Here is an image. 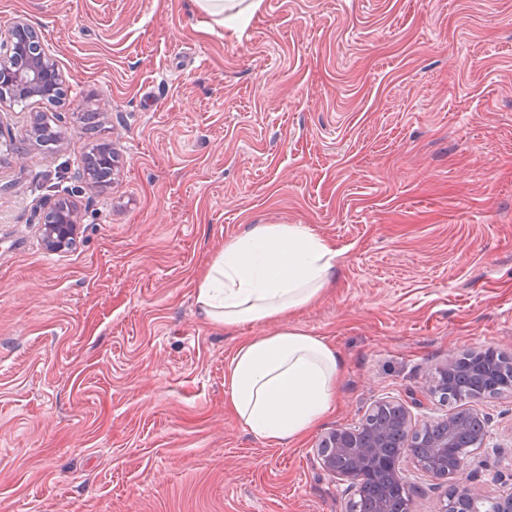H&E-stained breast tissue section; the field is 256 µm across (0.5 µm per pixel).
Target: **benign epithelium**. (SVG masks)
Here are the masks:
<instances>
[{
  "label": "benign epithelium",
  "mask_w": 512,
  "mask_h": 512,
  "mask_svg": "<svg viewBox=\"0 0 512 512\" xmlns=\"http://www.w3.org/2000/svg\"><path fill=\"white\" fill-rule=\"evenodd\" d=\"M29 24L18 20L13 26L12 35L8 40L0 42V102L5 96L18 91L29 97H39L56 90L64 91L65 78L55 60L41 48L30 49L28 41ZM44 242L51 251H62L74 238L78 224L74 209L56 201L44 212ZM379 405L386 407L395 416V421L404 432L406 441L401 446L400 456H414L415 435L422 429L412 427L407 407L393 400H383ZM457 412L438 420L447 425L445 439L435 444V459L423 471L437 480L449 483L450 498L468 497L471 499L486 498L484 489L464 477L466 462L470 453L451 452L453 437V420ZM359 428L340 427L325 436L317 448V456L322 468L330 472L336 480L347 484V488L356 491L361 477L374 468L390 466L398 469V463L385 459L380 448L383 447L386 434L375 432L368 443L358 440Z\"/></svg>",
  "instance_id": "benign-epithelium-1"
}]
</instances>
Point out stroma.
<instances>
[{
	"label": "stroma",
	"instance_id": "stroma-1",
	"mask_svg": "<svg viewBox=\"0 0 512 512\" xmlns=\"http://www.w3.org/2000/svg\"><path fill=\"white\" fill-rule=\"evenodd\" d=\"M41 34L68 91L0 107V512H346L321 438L377 401L446 416L437 367L512 356V0H261L245 31L195 0H0ZM111 143L91 186L86 138ZM67 185L79 233L46 248ZM251 224H306L336 283L288 325L343 361L332 412L299 441L256 440L224 370L264 325L202 320L196 282ZM467 464L497 490L512 393L474 404ZM412 512L446 484L408 458Z\"/></svg>",
	"mask_w": 512,
	"mask_h": 512
}]
</instances>
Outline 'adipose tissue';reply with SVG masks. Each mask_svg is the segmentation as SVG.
Returning <instances> with one entry per match:
<instances>
[{
	"label": "adipose tissue",
	"mask_w": 512,
	"mask_h": 512,
	"mask_svg": "<svg viewBox=\"0 0 512 512\" xmlns=\"http://www.w3.org/2000/svg\"><path fill=\"white\" fill-rule=\"evenodd\" d=\"M335 246L305 224H252L225 241L196 284L198 311L225 327L269 325L240 343L224 372L225 403L257 440L288 445L325 417L340 353L284 322L336 278Z\"/></svg>",
	"instance_id": "1"
}]
</instances>
